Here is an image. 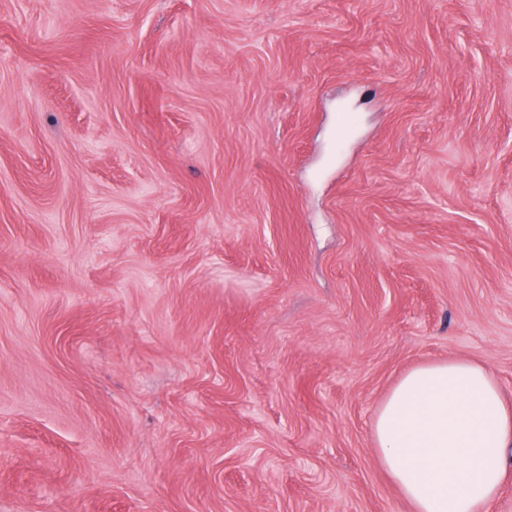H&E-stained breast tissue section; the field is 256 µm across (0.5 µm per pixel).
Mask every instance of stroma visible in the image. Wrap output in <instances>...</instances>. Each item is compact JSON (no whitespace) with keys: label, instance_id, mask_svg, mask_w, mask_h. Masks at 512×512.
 <instances>
[{"label":"stroma","instance_id":"1","mask_svg":"<svg viewBox=\"0 0 512 512\" xmlns=\"http://www.w3.org/2000/svg\"><path fill=\"white\" fill-rule=\"evenodd\" d=\"M451 356L512 399V0H0V512H412Z\"/></svg>","mask_w":512,"mask_h":512}]
</instances>
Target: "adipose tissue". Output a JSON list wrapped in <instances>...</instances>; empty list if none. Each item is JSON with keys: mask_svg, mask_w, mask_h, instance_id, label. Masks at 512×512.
Masks as SVG:
<instances>
[{"mask_svg": "<svg viewBox=\"0 0 512 512\" xmlns=\"http://www.w3.org/2000/svg\"><path fill=\"white\" fill-rule=\"evenodd\" d=\"M372 430L412 512H489L507 474L512 407L485 366L451 357L406 371Z\"/></svg>", "mask_w": 512, "mask_h": 512, "instance_id": "obj_1", "label": "adipose tissue"}]
</instances>
